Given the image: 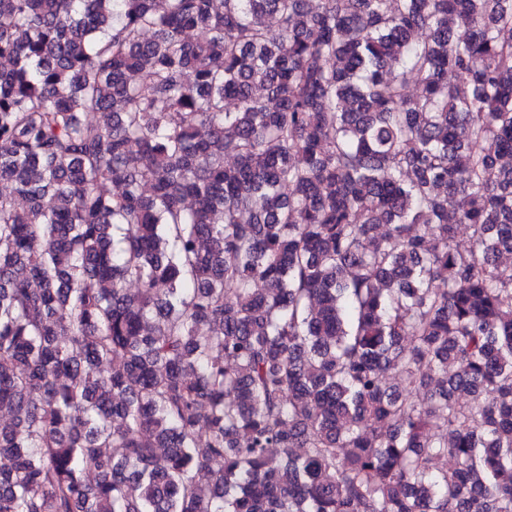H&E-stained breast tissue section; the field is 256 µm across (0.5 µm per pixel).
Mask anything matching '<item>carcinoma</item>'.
I'll return each instance as SVG.
<instances>
[{
	"label": "carcinoma",
	"instance_id": "obj_1",
	"mask_svg": "<svg viewBox=\"0 0 512 512\" xmlns=\"http://www.w3.org/2000/svg\"><path fill=\"white\" fill-rule=\"evenodd\" d=\"M1 180L0 512H512V0H0Z\"/></svg>",
	"mask_w": 512,
	"mask_h": 512
}]
</instances>
